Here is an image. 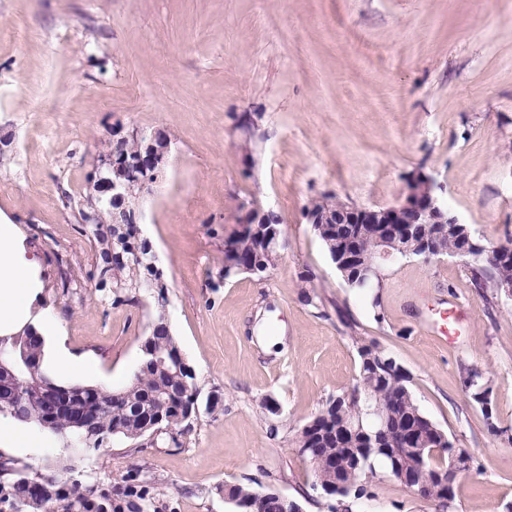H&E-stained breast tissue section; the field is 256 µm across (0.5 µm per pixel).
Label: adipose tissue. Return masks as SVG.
<instances>
[{"instance_id":"adipose-tissue-1","label":"adipose tissue","mask_w":512,"mask_h":512,"mask_svg":"<svg viewBox=\"0 0 512 512\" xmlns=\"http://www.w3.org/2000/svg\"><path fill=\"white\" fill-rule=\"evenodd\" d=\"M40 265L27 250L20 229L0 219V336H11L38 326L40 336H49L53 325H36L32 308L42 288Z\"/></svg>"}]
</instances>
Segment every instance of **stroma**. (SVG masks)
Masks as SVG:
<instances>
[{
	"label": "stroma",
	"instance_id": "obj_1",
	"mask_svg": "<svg viewBox=\"0 0 512 512\" xmlns=\"http://www.w3.org/2000/svg\"><path fill=\"white\" fill-rule=\"evenodd\" d=\"M117 129L171 143L139 203L157 289L113 287L110 227L80 215ZM420 171L476 238L512 241V0H0V213L39 260L52 342L95 356L91 385L117 390L165 320L215 401L112 439L78 478L152 487L144 512H234L232 484L327 512L295 436L352 389L373 341L473 462L447 509L385 480L349 512H512V299L450 255L400 258L376 296L352 291L305 217L325 195L395 205ZM269 210L277 266L225 276V238ZM464 364L489 379L499 434Z\"/></svg>",
	"mask_w": 512,
	"mask_h": 512
}]
</instances>
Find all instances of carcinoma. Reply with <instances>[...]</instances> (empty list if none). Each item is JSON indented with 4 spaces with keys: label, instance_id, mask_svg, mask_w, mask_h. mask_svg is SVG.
I'll return each instance as SVG.
<instances>
[{
    "label": "carcinoma",
    "instance_id": "obj_1",
    "mask_svg": "<svg viewBox=\"0 0 512 512\" xmlns=\"http://www.w3.org/2000/svg\"><path fill=\"white\" fill-rule=\"evenodd\" d=\"M98 223L112 225V252L101 251V255L112 256V266L103 273H112V286L115 288H139L146 282L159 281L157 272L147 263V260L137 259L144 254L142 244L136 239L137 229L134 224H114L108 207L97 204ZM318 237L323 242L327 252L352 238H360L361 249L369 254L375 247L373 229L366 224H328L326 230ZM228 246L226 259H234L236 263L224 267V278L238 272H253L257 255L263 250V244L252 233L238 231L225 241ZM434 248L442 255L466 250L474 262L472 274L476 285L480 288H497L501 282L512 281V252L505 253L499 259L496 268L486 269L483 253L473 248L462 235V228L447 227V230L433 240ZM24 345L30 357L36 364H41L43 340L29 332L25 333ZM143 345L151 352H158L165 357L180 354V349L169 328H162L145 338ZM360 357L359 373L356 384L346 398L336 397L328 402L327 407L318 416L309 421L298 433L296 445L305 449V457L310 463L336 459L333 470H322L324 484L336 486V504L329 506L330 512H340L344 500L349 497L361 499L372 496L371 488L386 477L393 476L390 461L381 453L373 452L359 464H354L349 449L360 448L364 444V435L358 434L353 439L342 442L338 434L351 428L356 421L361 420L364 430L368 433L380 431L379 442L383 448H391L398 443L402 423L406 419L414 420L421 433L432 445H443L447 450L453 449V444L445 433L421 410L417 404L408 381L399 379L391 372L383 371L381 363L389 358V354L378 344L371 342L358 347ZM368 391L384 408L385 423L376 429L368 424L363 400L355 397V393ZM98 399L107 408L98 412L89 424V430L95 435L106 438L112 437V430L122 426L131 431L136 429V423L126 420L125 404L134 401L149 407L153 398L160 396L169 400L160 426L168 428L179 427V423L171 418L183 414L191 405L190 398L182 394L180 381L174 376L151 366L139 368L133 380L119 390L96 389ZM22 399V415L27 423L39 426L50 433L60 435L64 424L44 420V400L40 394L26 388L24 383L17 386L7 383L0 385V407L9 408L14 400ZM102 443L90 445L75 443L63 446V456L46 465L58 475L54 492L36 506L29 507L30 512H101L99 503L84 498H76V490L69 486L67 472L74 467L82 452L89 448H100ZM444 456H424L422 459L412 458L405 461L408 470L421 468L431 474L443 467ZM133 493L123 492V498L112 502V493L105 492L103 499L109 502L110 512H143L139 503L131 500Z\"/></svg>",
    "mask_w": 512,
    "mask_h": 512
}]
</instances>
